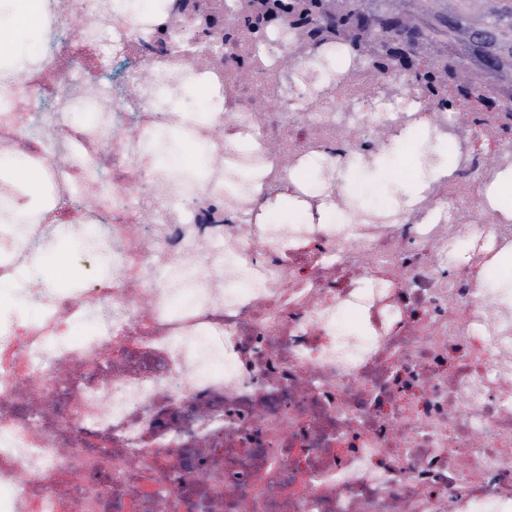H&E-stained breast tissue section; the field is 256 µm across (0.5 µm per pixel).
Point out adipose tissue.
<instances>
[{
  "instance_id": "1",
  "label": "adipose tissue",
  "mask_w": 512,
  "mask_h": 512,
  "mask_svg": "<svg viewBox=\"0 0 512 512\" xmlns=\"http://www.w3.org/2000/svg\"><path fill=\"white\" fill-rule=\"evenodd\" d=\"M44 5V0H0V65L31 51L37 43L42 32ZM421 140L419 130L412 127L403 130L374 157L371 166L361 170L353 164L339 172L343 189L351 190L364 175L383 190L389 201L419 197L429 182L447 177L451 161L447 142H438L424 151L420 148ZM299 219L310 224H345L349 216L329 209L311 214L302 211L296 198L288 196L266 206L259 221L291 224Z\"/></svg>"
}]
</instances>
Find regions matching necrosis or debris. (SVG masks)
Segmentation results:
<instances>
[{
    "mask_svg": "<svg viewBox=\"0 0 512 512\" xmlns=\"http://www.w3.org/2000/svg\"><path fill=\"white\" fill-rule=\"evenodd\" d=\"M235 6L217 33L175 23L184 0L136 13L46 0L39 64L0 82V159L39 167L55 196L95 199L19 235L0 225V280L35 278L61 233L91 230L112 257L111 276L0 320V512H512V289L482 276L512 254L494 175L468 154L383 219L259 223L280 193L341 205L337 185L292 180L309 159L338 169L380 149L378 128L444 138L457 123L402 75L370 80V58L323 78L324 47L253 33ZM190 78L214 98L207 123L168 104ZM178 126L216 156L205 178L148 152ZM233 136L252 150L225 152ZM244 165L264 171L246 204L224 189ZM411 242L434 264L410 259ZM69 367L80 380L63 382Z\"/></svg>",
    "mask_w": 512,
    "mask_h": 512,
    "instance_id": "obj_1",
    "label": "necrosis or debris"
}]
</instances>
